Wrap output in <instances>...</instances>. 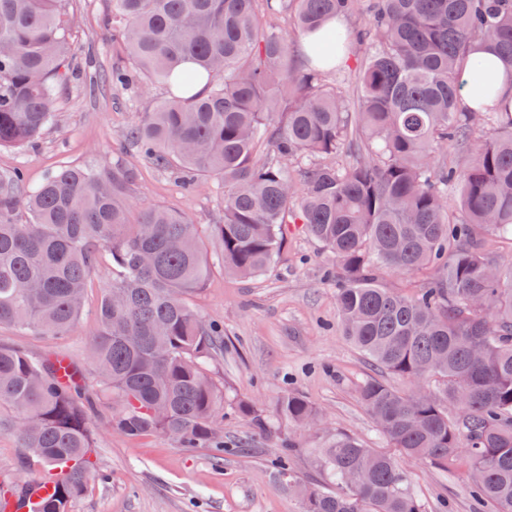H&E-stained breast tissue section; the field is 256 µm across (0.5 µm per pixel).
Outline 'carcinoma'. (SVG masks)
<instances>
[{
  "mask_svg": "<svg viewBox=\"0 0 512 512\" xmlns=\"http://www.w3.org/2000/svg\"><path fill=\"white\" fill-rule=\"evenodd\" d=\"M361 17L356 32L326 27ZM314 34L304 65L282 28ZM69 0H0V147L30 143L56 117L70 80ZM109 80L163 86L127 139L182 184L224 182V220L209 255L198 225L161 205L130 219L133 167H63L17 194L0 177V327L70 335L101 252L112 284L100 295L92 374L0 344V420L26 458L57 475L34 512H68L95 473L92 420L129 438L174 437L224 449V388L209 374L222 331L191 297L210 261L241 277L276 265L288 224L336 257V307L346 336L406 391L370 377L359 400L390 447L434 467L467 460L472 496L512 512V263L489 236L512 237V101L460 105L459 73L487 42L512 68V0H112ZM355 63V87L332 73ZM202 83L203 92L194 88ZM490 136L460 170L442 147ZM456 193L463 220L450 218ZM31 214L14 220L18 207ZM427 276L411 294L378 272ZM235 411L262 423V409ZM277 416L306 429L316 407L285 393ZM332 486L300 484L276 463L300 512H427L387 453L338 434L322 455Z\"/></svg>",
  "mask_w": 512,
  "mask_h": 512,
  "instance_id": "cac0c4a2",
  "label": "carcinoma"
}]
</instances>
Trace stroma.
Wrapping results in <instances>:
<instances>
[{"label": "stroma", "instance_id": "1", "mask_svg": "<svg viewBox=\"0 0 512 512\" xmlns=\"http://www.w3.org/2000/svg\"><path fill=\"white\" fill-rule=\"evenodd\" d=\"M75 15L73 79L56 102V120L31 144L0 148V176L20 174L21 189L37 186L63 166L102 169L120 158L137 170L128 196L134 210L162 204L191 218L200 229L222 223L224 185L203 178L182 185L176 171L157 168L128 142L127 132L164 92L158 87L115 89L102 76L112 69L111 0H72ZM335 258L305 234L288 227L275 268L241 279L213 264L205 287L192 299L200 315L224 327V346L211 368L224 387V451L184 448L175 439L149 434L128 438L96 430L99 466L108 478L89 480L69 512H299L300 502L279 477L275 461L287 456L294 476L306 484L327 482L319 459L336 433L370 448L386 449L359 401L372 371L338 321L336 288L326 280ZM112 281L100 264L88 287L79 324L65 338L0 328V344L46 357L67 356L87 368L89 340L96 332V302ZM289 391L303 393L317 408L320 425L302 431L279 419L259 430L233 409L250 400L272 412ZM429 512H492L477 505L466 488V468L436 469L399 457ZM18 438L0 431V480L20 485L39 479Z\"/></svg>", "mask_w": 512, "mask_h": 512}]
</instances>
